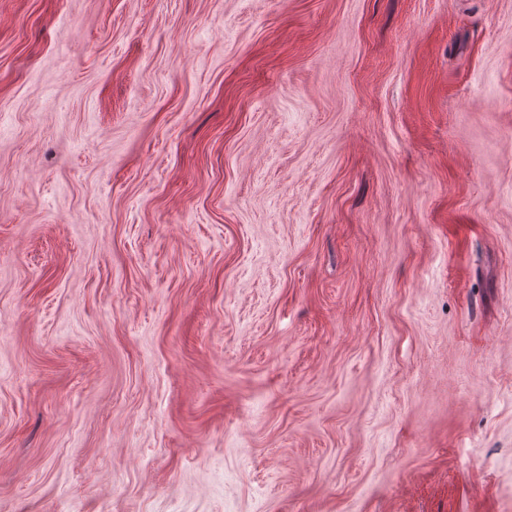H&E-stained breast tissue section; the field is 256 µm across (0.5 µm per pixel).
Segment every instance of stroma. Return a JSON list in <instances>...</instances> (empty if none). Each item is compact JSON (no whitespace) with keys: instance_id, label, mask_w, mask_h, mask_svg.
Returning a JSON list of instances; mask_svg holds the SVG:
<instances>
[{"instance_id":"stroma-1","label":"stroma","mask_w":512,"mask_h":512,"mask_svg":"<svg viewBox=\"0 0 512 512\" xmlns=\"http://www.w3.org/2000/svg\"><path fill=\"white\" fill-rule=\"evenodd\" d=\"M0 512H512V0H0Z\"/></svg>"}]
</instances>
